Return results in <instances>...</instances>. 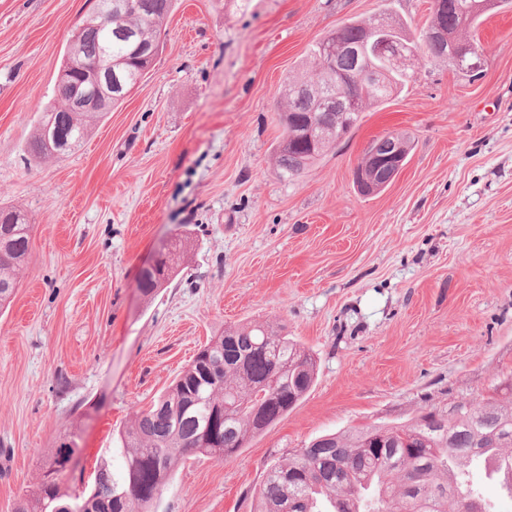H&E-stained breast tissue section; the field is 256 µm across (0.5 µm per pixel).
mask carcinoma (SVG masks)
I'll return each mask as SVG.
<instances>
[{
    "mask_svg": "<svg viewBox=\"0 0 512 512\" xmlns=\"http://www.w3.org/2000/svg\"><path fill=\"white\" fill-rule=\"evenodd\" d=\"M134 10L112 9V31L100 29L86 38L78 57L65 53L61 68L69 79L57 85V101L44 108L28 144L33 160H62L82 147L105 115L65 112L75 84L85 80L99 50L108 49L121 89L109 107L121 103L152 61L140 57L138 45L160 47L161 34L173 0H137ZM472 0H433L429 25L453 31L471 12ZM393 30L422 48L428 61L442 59L443 46L421 39L416 43L404 23L386 13ZM377 18L348 20L314 42L309 69L284 81L278 107L281 140L275 168L293 179L336 146L338 136L351 132L359 115L332 106L320 111L304 93V84L323 83L318 69L324 43L337 42L335 66L360 107L378 105L402 91L414 70L387 68L373 54L359 57L362 42ZM376 70L365 85L355 83L362 66ZM410 147L402 134L375 139L377 154L388 155L394 144ZM32 225L13 206H0V309L9 306L25 263ZM191 239L179 233L151 270L139 273L138 288L147 298L178 275L176 252H186ZM317 375L313 356L281 328L263 323L229 327L224 335L202 345L194 359L147 410L135 414L120 433L115 452L123 465L112 470L104 461L100 478L89 492L76 497L64 488L76 453L73 441L54 449L38 484L23 491L17 512H150L185 455L218 461L238 454L253 439L288 413L310 390ZM498 455L512 474V397L491 396L460 403L451 411L435 407L408 424L369 425L327 434L272 463L254 494V512H487L479 491L468 483L474 459Z\"/></svg>",
    "mask_w": 512,
    "mask_h": 512,
    "instance_id": "carcinoma-1",
    "label": "carcinoma"
}]
</instances>
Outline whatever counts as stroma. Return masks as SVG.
<instances>
[{
    "label": "stroma",
    "mask_w": 512,
    "mask_h": 512,
    "mask_svg": "<svg viewBox=\"0 0 512 512\" xmlns=\"http://www.w3.org/2000/svg\"><path fill=\"white\" fill-rule=\"evenodd\" d=\"M94 0H0V204L24 209L29 254L0 312V512L75 438L90 484L118 433L199 346L243 322L285 326L314 357L305 397L223 462L187 455L153 512H252L268 465L334 432L512 396V8L470 31L482 74L419 62L299 178L279 177L275 103L311 44L383 12L420 35L430 0H175L163 48L63 161L27 141L56 98ZM406 164L365 196L373 139ZM188 230L153 300L141 268ZM395 142H399L401 145L406 147L405 156H408L410 151V140L402 134H387L383 137L373 140L368 147L373 148V144L375 145L377 154L379 155H388L387 159L379 166L377 169L382 171V177L384 178V182L388 183L392 179L397 176V173L403 166L404 157L403 152L400 151V148L397 147L392 153V149L394 147ZM368 152L366 156H363L362 160L364 161L362 164V170L364 167V163H372L377 158V154L375 149ZM391 153V154H390Z\"/></svg>",
    "instance_id": "stroma-1"
}]
</instances>
